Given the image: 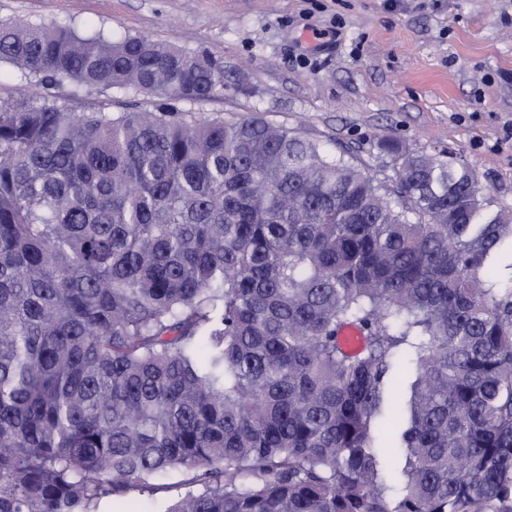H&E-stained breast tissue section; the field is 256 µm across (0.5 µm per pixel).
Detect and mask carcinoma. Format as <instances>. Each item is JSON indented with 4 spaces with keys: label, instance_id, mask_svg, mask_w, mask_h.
Masks as SVG:
<instances>
[{
    "label": "carcinoma",
    "instance_id": "cac0c4a2",
    "mask_svg": "<svg viewBox=\"0 0 512 512\" xmlns=\"http://www.w3.org/2000/svg\"><path fill=\"white\" fill-rule=\"evenodd\" d=\"M2 61L224 95L221 57L104 29L0 21ZM379 148L383 182L259 117L1 103L0 512L172 472L165 512H512V211L448 150Z\"/></svg>",
    "mask_w": 512,
    "mask_h": 512
}]
</instances>
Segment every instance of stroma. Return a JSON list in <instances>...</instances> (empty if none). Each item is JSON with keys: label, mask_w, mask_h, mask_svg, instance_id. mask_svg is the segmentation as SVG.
I'll return each instance as SVG.
<instances>
[{"label": "stroma", "mask_w": 512, "mask_h": 512, "mask_svg": "<svg viewBox=\"0 0 512 512\" xmlns=\"http://www.w3.org/2000/svg\"><path fill=\"white\" fill-rule=\"evenodd\" d=\"M0 0V19L105 27L224 60V95L174 101L204 119L260 117L349 150L377 178L392 176L378 143L448 149L512 210V0ZM73 109L155 112L157 98L99 88L53 87ZM45 88L0 63V102Z\"/></svg>", "instance_id": "1"}]
</instances>
